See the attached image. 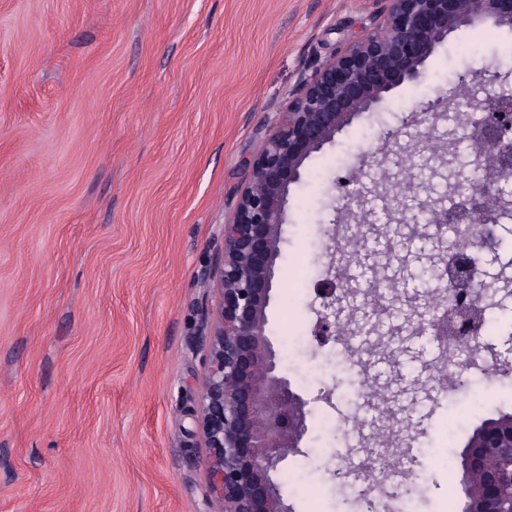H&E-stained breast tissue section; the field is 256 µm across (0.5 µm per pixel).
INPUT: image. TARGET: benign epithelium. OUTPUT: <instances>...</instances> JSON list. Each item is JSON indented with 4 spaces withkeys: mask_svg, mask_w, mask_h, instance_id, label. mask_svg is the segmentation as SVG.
Segmentation results:
<instances>
[{
    "mask_svg": "<svg viewBox=\"0 0 512 512\" xmlns=\"http://www.w3.org/2000/svg\"><path fill=\"white\" fill-rule=\"evenodd\" d=\"M512 27V0H386L383 18L360 40L324 61L310 77L301 78L299 93L290 97L273 131L250 162V177L233 216L224 224V259L212 279L220 302L207 336L209 364L199 402L197 424L207 455L205 466L213 512H293L273 479L279 465L300 453L307 431V402L279 375L276 353L267 335L266 310L272 272L280 253L282 226L292 185L301 180L306 162L332 142L336 134L377 106L397 88L416 80L436 47L463 27ZM497 77L482 69L460 78L457 89L471 83L492 86ZM445 93L411 114L409 123L440 116ZM466 137L475 149L482 179L473 184L467 204L482 215L471 244L448 245L444 228L462 218L464 206L447 199L423 203L431 213L430 231L419 233L415 208L420 185L409 195L384 199V210L395 222L408 225L403 240L419 239L435 248L437 292L448 298L439 316L425 330L446 351L461 336H476L485 308L481 297L492 284L476 280L481 255H497L499 236L495 214L506 198L504 184L512 181V95L489 92L471 98ZM359 211L369 213L363 191L349 190L334 208L333 224H343ZM349 255L340 250L324 289L327 311L315 337L325 345L337 338L341 324L353 322V312L377 320L401 302H386L375 291L378 275L367 288L346 292L336 276L348 268ZM400 420L388 413L379 425L384 439L380 464L388 466L403 444ZM462 493L460 512H512V414L502 413L481 423L460 452Z\"/></svg>",
    "mask_w": 512,
    "mask_h": 512,
    "instance_id": "1",
    "label": "benign epithelium"
}]
</instances>
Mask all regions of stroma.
Returning <instances> with one entry per match:
<instances>
[{
  "mask_svg": "<svg viewBox=\"0 0 512 512\" xmlns=\"http://www.w3.org/2000/svg\"><path fill=\"white\" fill-rule=\"evenodd\" d=\"M384 0H0V512H212L194 414L219 296L210 278L249 161L301 76L372 28ZM462 28L417 82L361 116L306 164L287 203L268 336L307 403L301 454L278 481L294 512H362L334 476L369 447L373 411L354 373L377 363L374 400L416 411L384 488L416 512L462 499L460 451L512 413V250L473 347L490 366L448 395V369L405 325L388 346L315 338L330 219L341 182L383 192L396 148L382 130L457 73L493 66L512 90V28ZM428 143L437 174L420 200L457 198L467 168L443 165L446 119ZM434 252L381 269L414 281Z\"/></svg>",
  "mask_w": 512,
  "mask_h": 512,
  "instance_id": "35a3bbf8",
  "label": "stroma"
}]
</instances>
